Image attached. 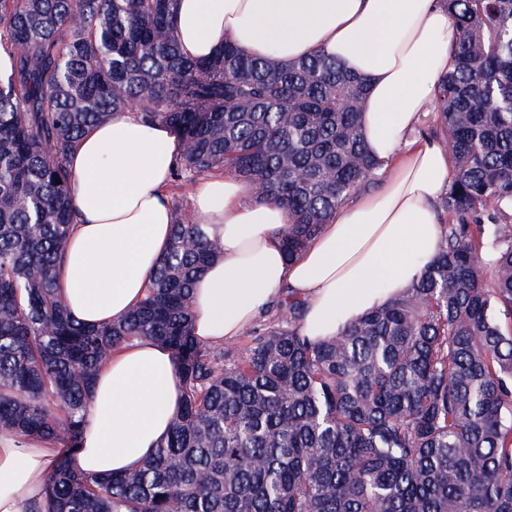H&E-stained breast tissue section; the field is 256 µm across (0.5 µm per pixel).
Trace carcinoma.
Here are the masks:
<instances>
[{
    "instance_id": "1",
    "label": "carcinoma",
    "mask_w": 512,
    "mask_h": 512,
    "mask_svg": "<svg viewBox=\"0 0 512 512\" xmlns=\"http://www.w3.org/2000/svg\"><path fill=\"white\" fill-rule=\"evenodd\" d=\"M177 0H0V428L78 448L112 352L171 349L184 402L133 472L61 460L36 512H512V0H441L456 66L431 103L453 175L444 246L395 299L311 341L304 302L243 331L193 334L195 279L220 254L175 203L167 251L118 322L67 313L54 269L73 229L69 155L127 109L184 143L183 185L217 171L288 205L292 260L381 167L366 84L323 54L288 64L231 40L188 59Z\"/></svg>"
}]
</instances>
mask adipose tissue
I'll return each mask as SVG.
<instances>
[{
	"label": "adipose tissue",
	"mask_w": 512,
	"mask_h": 512,
	"mask_svg": "<svg viewBox=\"0 0 512 512\" xmlns=\"http://www.w3.org/2000/svg\"><path fill=\"white\" fill-rule=\"evenodd\" d=\"M174 24L194 60L212 57L229 36L254 57L285 64L323 53L366 77L362 138L385 175L379 193L351 199L293 260L278 237L292 221L287 207L254 200L232 176L200 179L190 211L209 225L221 255L194 286L195 336L208 344L235 338L285 285L304 301L301 331L314 341L400 295L443 243L435 204L451 159L414 132L439 77L454 67L446 7L440 0H178ZM181 151L172 128L128 110L89 128L71 154L76 223L55 282L76 322L121 320L144 297L169 245V173ZM182 401L167 347L143 339L114 353L97 374L75 451L0 430V512H31L62 457L97 477L139 468Z\"/></svg>",
	"instance_id": "obj_1"
}]
</instances>
